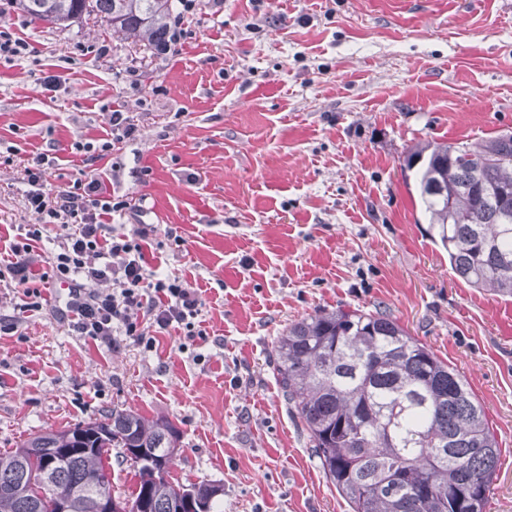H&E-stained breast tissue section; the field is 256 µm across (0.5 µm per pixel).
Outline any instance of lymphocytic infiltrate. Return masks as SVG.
<instances>
[{
	"label": "lymphocytic infiltrate",
	"mask_w": 512,
	"mask_h": 512,
	"mask_svg": "<svg viewBox=\"0 0 512 512\" xmlns=\"http://www.w3.org/2000/svg\"><path fill=\"white\" fill-rule=\"evenodd\" d=\"M55 160L41 153L23 165L26 201L38 216L0 260V283L24 297L20 311L42 305V285L68 283L64 323L76 336L116 348L128 338L152 350L157 336L180 330L189 341H207L199 315L203 301L179 277L150 268L144 248L156 228L114 224L131 204L107 192L94 176L76 179L66 189L49 190ZM53 233L54 249L46 271L34 275V248Z\"/></svg>",
	"instance_id": "obj_1"
}]
</instances>
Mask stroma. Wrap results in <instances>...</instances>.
Returning a JSON list of instances; mask_svg holds the SVG:
<instances>
[{"instance_id":"1","label":"stroma","mask_w":512,"mask_h":512,"mask_svg":"<svg viewBox=\"0 0 512 512\" xmlns=\"http://www.w3.org/2000/svg\"><path fill=\"white\" fill-rule=\"evenodd\" d=\"M181 38L141 58L87 18L57 28L0 0L30 46L0 59V247L35 216L20 171L56 157L173 228L151 265L197 288L208 340L147 351L70 335L66 291L19 312L0 292V450L133 410L179 431L176 485L220 483L224 512H348L273 372L274 345L319 309L381 310L455 367L501 448L486 512H512V298L457 279L403 166L416 143L512 132V0H194ZM53 75L55 87L40 85ZM134 137L84 162L107 116Z\"/></svg>"}]
</instances>
